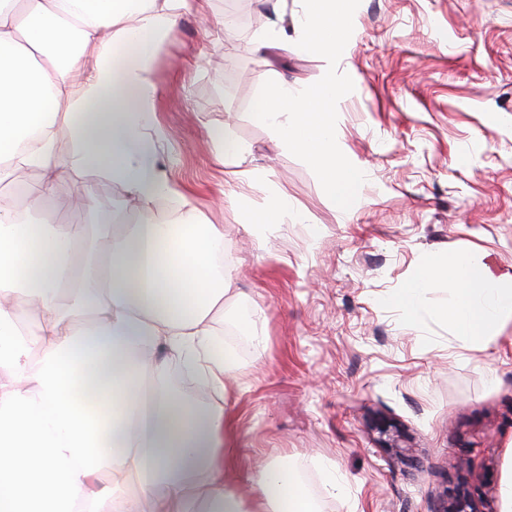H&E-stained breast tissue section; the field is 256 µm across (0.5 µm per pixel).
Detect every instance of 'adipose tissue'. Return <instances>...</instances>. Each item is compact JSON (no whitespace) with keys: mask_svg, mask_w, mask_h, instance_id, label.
Listing matches in <instances>:
<instances>
[{"mask_svg":"<svg viewBox=\"0 0 512 512\" xmlns=\"http://www.w3.org/2000/svg\"><path fill=\"white\" fill-rule=\"evenodd\" d=\"M190 2L0 0V184L46 200L67 137L79 146L71 165L106 164L132 201L172 193L156 164L151 62ZM132 14L139 26L123 27ZM120 43L137 46L133 60L116 59ZM234 266L223 225L198 215L118 233L49 214L33 222L0 201V512H140L145 497L153 512H321L282 460L247 475L220 445L239 366L215 313ZM443 283L435 314L462 345L512 319V271L468 250L414 271L396 296L405 317L417 320ZM174 362L209 405L166 389Z\"/></svg>","mask_w":512,"mask_h":512,"instance_id":"ef3b65f1","label":"adipose tissue"}]
</instances>
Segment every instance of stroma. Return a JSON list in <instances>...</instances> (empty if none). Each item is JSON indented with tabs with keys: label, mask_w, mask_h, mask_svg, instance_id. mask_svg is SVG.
<instances>
[{
	"label": "stroma",
	"mask_w": 512,
	"mask_h": 512,
	"mask_svg": "<svg viewBox=\"0 0 512 512\" xmlns=\"http://www.w3.org/2000/svg\"><path fill=\"white\" fill-rule=\"evenodd\" d=\"M256 28L203 0L163 42L153 68L159 165L179 197L125 212L126 224L180 222L191 209L224 227L239 259L224 300V338L238 352L227 399L228 436L241 467L290 463L323 512H436L465 488L502 512L512 464V321L496 341L463 347L434 308L409 323L393 298L433 255L478 249L512 270V0H361L340 59L354 90L338 103L341 150L366 175L353 210L336 206L310 167L250 114L262 84L304 88L320 56L297 47L300 0H247ZM285 37L257 51V33ZM253 169L251 187L229 178ZM107 174L70 168L46 206L70 220L72 197L91 193L84 222L103 223L125 191ZM283 222L253 226L275 189ZM268 341L244 326L252 302ZM468 449L464 470L453 467ZM333 466L343 491L325 492Z\"/></svg>",
	"instance_id": "stroma-1"
}]
</instances>
